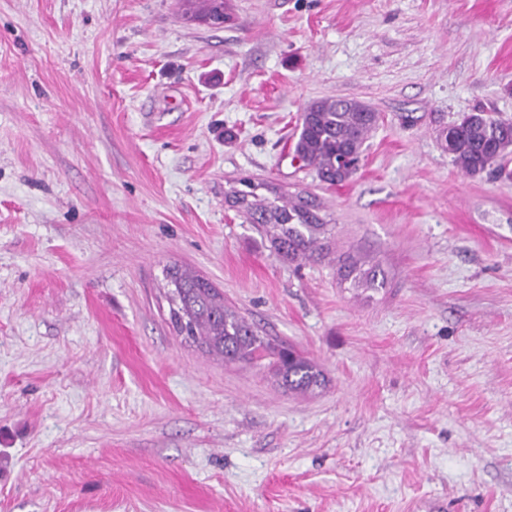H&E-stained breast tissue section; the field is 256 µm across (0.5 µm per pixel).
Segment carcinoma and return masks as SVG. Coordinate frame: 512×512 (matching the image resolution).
Here are the masks:
<instances>
[{
    "mask_svg": "<svg viewBox=\"0 0 512 512\" xmlns=\"http://www.w3.org/2000/svg\"><path fill=\"white\" fill-rule=\"evenodd\" d=\"M224 16V0H200L194 17L214 21ZM378 114L357 100L326 98L309 103L300 115L295 158L313 168L330 187L352 178L363 144L376 126ZM443 149L466 175L475 177L489 168L507 172L512 155V122L483 111L471 112L440 132ZM243 190L231 197L246 221L284 261L320 262L334 254L333 230L320 215L315 200L290 197L266 182L240 180ZM338 271L370 288H382L386 278L378 267L367 269L345 261ZM169 320L175 332L213 358L228 362L266 361L264 367L285 390L306 395L325 385L316 363L292 348L278 347L259 334L257 327L224 305V294L199 273L178 265L164 268Z\"/></svg>",
    "mask_w": 512,
    "mask_h": 512,
    "instance_id": "1",
    "label": "carcinoma"
}]
</instances>
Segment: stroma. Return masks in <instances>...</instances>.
Here are the masks:
<instances>
[{"label":"stroma","mask_w":512,"mask_h":512,"mask_svg":"<svg viewBox=\"0 0 512 512\" xmlns=\"http://www.w3.org/2000/svg\"><path fill=\"white\" fill-rule=\"evenodd\" d=\"M224 3L0 0V512H512V179L437 140L512 121V0ZM324 98L379 114L336 187L293 159ZM242 177L386 286L277 258ZM174 264L325 388L185 343Z\"/></svg>","instance_id":"obj_1"}]
</instances>
